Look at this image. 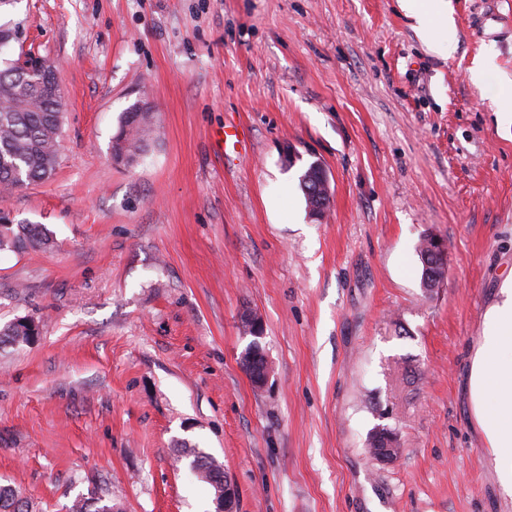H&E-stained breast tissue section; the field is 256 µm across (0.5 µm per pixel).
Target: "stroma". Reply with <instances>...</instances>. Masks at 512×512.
I'll use <instances>...</instances> for the list:
<instances>
[{"label": "stroma", "mask_w": 512, "mask_h": 512, "mask_svg": "<svg viewBox=\"0 0 512 512\" xmlns=\"http://www.w3.org/2000/svg\"><path fill=\"white\" fill-rule=\"evenodd\" d=\"M429 51L397 0H17L0 64L57 66L49 180L0 193L48 251L0 252V483L39 512L107 486L123 512H214L181 444L224 465L237 512H512L470 412L485 315L512 276V40L475 33L512 0H451ZM154 132L115 164L124 112ZM235 126L240 152L224 149ZM297 157L284 162L286 150ZM320 163L310 216L298 176ZM448 242L424 292L419 239ZM264 322L269 381L240 359ZM387 426L401 452H366ZM247 320L248 325L246 329H244V334L249 335L253 340L254 344L252 345L251 350L258 352V354L262 355L264 358L263 365L255 374L256 385L263 388L267 384L270 376V363L268 356L265 350H261L262 340L264 338L263 321L259 315H252L248 317Z\"/></svg>", "instance_id": "35a3bbf8"}]
</instances>
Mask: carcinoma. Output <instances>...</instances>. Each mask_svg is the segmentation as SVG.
I'll use <instances>...</instances> for the list:
<instances>
[{
	"mask_svg": "<svg viewBox=\"0 0 512 512\" xmlns=\"http://www.w3.org/2000/svg\"><path fill=\"white\" fill-rule=\"evenodd\" d=\"M55 65L48 74L21 78L11 67L0 69V190L13 191L25 185L49 179L57 166L59 136L62 125L61 94L54 85ZM148 107L135 106L123 114L112 138V159L133 165L143 151L145 136L151 127ZM51 235L41 224L13 226L0 218V251L26 252L50 247ZM37 334L36 325L25 318L0 328V343L20 336ZM394 431L376 427L367 437L366 447L372 456L390 447L388 437ZM190 459L189 467L202 482L217 488L224 481V465L215 457L187 445L179 449L178 459ZM112 492L104 488L93 499L77 498L69 512H114ZM0 512H33L30 502L10 485L0 484Z\"/></svg>",
	"mask_w": 512,
	"mask_h": 512,
	"instance_id": "carcinoma-1",
	"label": "carcinoma"
}]
</instances>
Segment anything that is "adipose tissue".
Segmentation results:
<instances>
[{
    "instance_id": "1",
    "label": "adipose tissue",
    "mask_w": 512,
    "mask_h": 512,
    "mask_svg": "<svg viewBox=\"0 0 512 512\" xmlns=\"http://www.w3.org/2000/svg\"><path fill=\"white\" fill-rule=\"evenodd\" d=\"M421 42L454 54L456 23L448 0H397ZM471 415L490 452L498 483L512 497V277L486 313L469 376Z\"/></svg>"
}]
</instances>
